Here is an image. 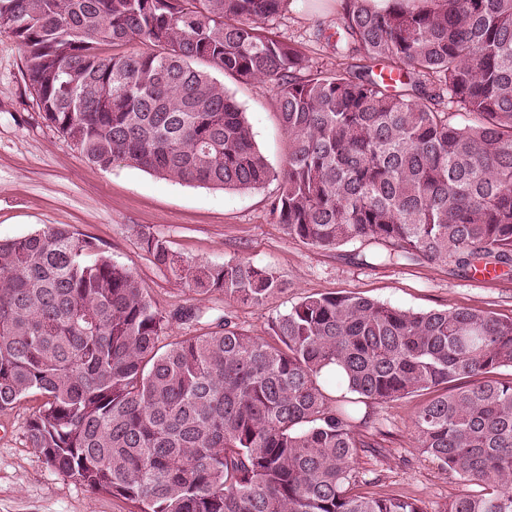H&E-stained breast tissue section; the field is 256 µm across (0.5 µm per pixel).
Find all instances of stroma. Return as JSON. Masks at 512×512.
Masks as SVG:
<instances>
[{"mask_svg": "<svg viewBox=\"0 0 512 512\" xmlns=\"http://www.w3.org/2000/svg\"><path fill=\"white\" fill-rule=\"evenodd\" d=\"M336 0H311L284 8L266 29L304 51L312 67L332 68L336 56L318 29L335 26ZM246 113L255 142L272 167L288 154V137L268 83H240L212 70ZM278 181L256 190H222L174 182L125 164L102 170L89 164L43 121L25 78L24 53L0 35V240L28 235L47 224H68L92 238L113 261L138 274L157 307L197 310L198 320L173 323L175 335L194 336L229 316L255 336L303 297L358 294L410 311L468 308L512 319V277L480 280L449 273L426 261L397 265L361 262L372 243L353 241L336 249L312 247L289 237L270 213ZM167 241L175 253L204 263L247 259L267 267L286 289L262 306L225 303L215 294H192L157 267L138 242L139 231ZM420 395L375 405L376 421L362 435L378 443L357 467L369 490L418 500L428 512L441 508L462 488L460 480L416 447L412 417ZM43 404L31 394L0 410V512H138L120 496L94 494L44 464L26 438V425Z\"/></svg>", "mask_w": 512, "mask_h": 512, "instance_id": "stroma-1", "label": "stroma"}]
</instances>
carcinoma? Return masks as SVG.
<instances>
[{"mask_svg":"<svg viewBox=\"0 0 512 512\" xmlns=\"http://www.w3.org/2000/svg\"><path fill=\"white\" fill-rule=\"evenodd\" d=\"M281 4L0 0V34L23 49L44 122L96 167L224 190L277 180L270 212L292 238L511 275L512 0H340L334 32H318L336 54L324 70L265 31ZM132 42L146 49L101 52ZM194 61L272 84L280 169ZM138 238L197 295L261 305L283 291L253 262ZM172 320L67 224L0 241V409L43 396L26 426L43 463L140 512H427L355 487L367 408L429 391L418 448L464 486L440 512H512V379L492 376L512 367V320L347 294L303 298L271 322L272 343L226 316L171 340Z\"/></svg>","mask_w":512,"mask_h":512,"instance_id":"obj_1","label":"carcinoma"}]
</instances>
